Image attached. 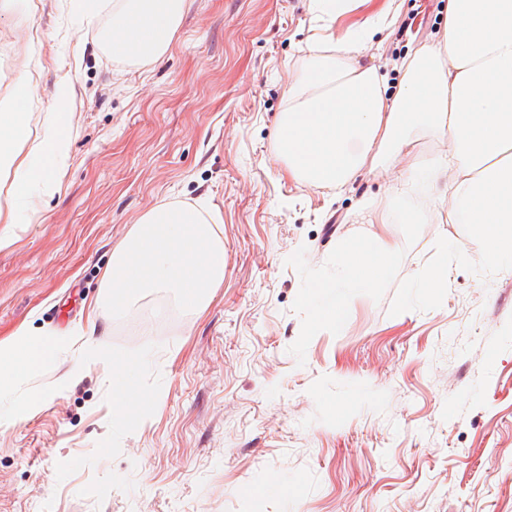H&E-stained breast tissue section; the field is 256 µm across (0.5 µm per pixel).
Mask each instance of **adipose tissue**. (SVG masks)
<instances>
[{
	"mask_svg": "<svg viewBox=\"0 0 512 512\" xmlns=\"http://www.w3.org/2000/svg\"><path fill=\"white\" fill-rule=\"evenodd\" d=\"M186 0H117L105 43L113 60L136 64L165 53ZM401 0L367 15L342 36L323 29L312 36L308 56L288 88V108L277 132V152L289 177L318 189H340L358 172L391 168L413 136L439 137L444 150L411 166L401 179L407 195L449 181L447 212L435 223L468 225L483 258L512 267V0H448L441 38L402 60L397 86L365 62L375 32L390 28ZM39 85L28 77L0 99V246L12 226L29 221L42 198L55 194L69 159L73 86L62 85L38 137H31L29 104ZM340 276L316 283L308 295L317 322L342 325L341 289L374 287L395 248L379 235L350 236L336 246ZM97 362L112 379V414L125 423L148 412L151 401L136 384L139 363H113L96 326L83 333ZM59 341L16 329L0 340V399L29 409L41 392L24 389L30 374L52 364Z\"/></svg>",
	"mask_w": 512,
	"mask_h": 512,
	"instance_id": "obj_1",
	"label": "adipose tissue"
}]
</instances>
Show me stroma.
<instances>
[{
	"instance_id": "obj_1",
	"label": "stroma",
	"mask_w": 512,
	"mask_h": 512,
	"mask_svg": "<svg viewBox=\"0 0 512 512\" xmlns=\"http://www.w3.org/2000/svg\"><path fill=\"white\" fill-rule=\"evenodd\" d=\"M29 5L0 15V98L40 76L37 133L65 80L75 121L59 191L0 248V337L24 325L62 352L25 418L0 401V512H512V269L483 262L464 224L362 223L363 203L402 206L400 170L337 194L289 179L276 133L323 24L309 0H187L168 51L136 66L108 53L106 16ZM446 7L404 0L422 25L376 33L365 62L397 84ZM164 203L220 215L224 284L201 312L159 290L115 318L100 299L112 250ZM374 233L398 246L378 286L344 291L342 326L314 323L305 297L336 277L337 242ZM436 258L448 282L418 299ZM91 319L113 360L149 354L153 403L130 423L76 341Z\"/></svg>"
}]
</instances>
